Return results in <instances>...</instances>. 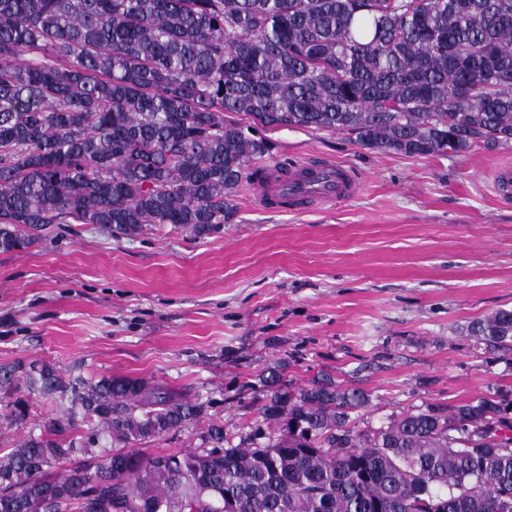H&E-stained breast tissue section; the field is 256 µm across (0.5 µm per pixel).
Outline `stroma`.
Masks as SVG:
<instances>
[{"mask_svg": "<svg viewBox=\"0 0 512 512\" xmlns=\"http://www.w3.org/2000/svg\"><path fill=\"white\" fill-rule=\"evenodd\" d=\"M262 167L338 163L360 182L307 213L264 207L245 181L236 216L196 239L50 224L0 253V364L163 382L210 401L232 444L267 441L264 380L320 374L369 396L377 427L430 404L512 397V351L467 325L512 309V145L448 156L360 146L347 132L266 128Z\"/></svg>", "mask_w": 512, "mask_h": 512, "instance_id": "stroma-1", "label": "stroma"}]
</instances>
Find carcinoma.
Listing matches in <instances>:
<instances>
[{"label":"carcinoma","mask_w":512,"mask_h":512,"mask_svg":"<svg viewBox=\"0 0 512 512\" xmlns=\"http://www.w3.org/2000/svg\"><path fill=\"white\" fill-rule=\"evenodd\" d=\"M270 126L408 156L511 145L512 0H0V252L47 224L205 237ZM467 331L512 350V309ZM271 384L274 437L226 447L184 390L2 364L7 426L57 412L0 455V512H512L500 392L362 430L364 392ZM181 429L200 446L135 447Z\"/></svg>","instance_id":"carcinoma-1"}]
</instances>
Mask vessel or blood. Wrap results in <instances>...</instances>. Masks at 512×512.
Listing matches in <instances>:
<instances>
[{"label": "vessel or blood", "mask_w": 512, "mask_h": 512, "mask_svg": "<svg viewBox=\"0 0 512 512\" xmlns=\"http://www.w3.org/2000/svg\"><path fill=\"white\" fill-rule=\"evenodd\" d=\"M357 187L358 181L351 169L332 163L314 165L309 177L299 168L287 174L269 170L263 182L253 185L261 204L271 208L285 205L297 213L308 212L322 201L352 197Z\"/></svg>", "instance_id": "b4317fda"}]
</instances>
